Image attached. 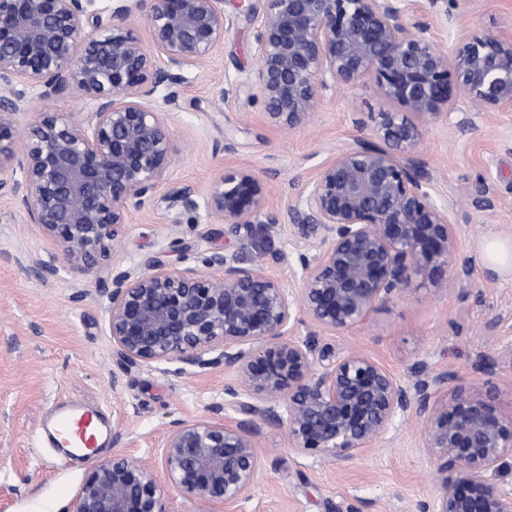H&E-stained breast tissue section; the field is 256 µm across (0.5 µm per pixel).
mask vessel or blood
<instances>
[{
    "label": "vessel or blood",
    "instance_id": "vessel-or-blood-1",
    "mask_svg": "<svg viewBox=\"0 0 512 512\" xmlns=\"http://www.w3.org/2000/svg\"><path fill=\"white\" fill-rule=\"evenodd\" d=\"M109 417L70 401L59 402L41 429L42 441L59 449L63 460L94 456L111 435Z\"/></svg>",
    "mask_w": 512,
    "mask_h": 512
}]
</instances>
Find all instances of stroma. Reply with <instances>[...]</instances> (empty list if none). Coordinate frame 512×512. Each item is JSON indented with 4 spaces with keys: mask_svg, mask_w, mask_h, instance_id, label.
I'll use <instances>...</instances> for the list:
<instances>
[{
    "mask_svg": "<svg viewBox=\"0 0 512 512\" xmlns=\"http://www.w3.org/2000/svg\"><path fill=\"white\" fill-rule=\"evenodd\" d=\"M458 30L466 35L512 32V0H461ZM256 23L240 18L210 58L189 70L173 128L176 152L169 183L209 189L222 172L249 168L266 187L265 208L279 214L295 204L320 164L357 138L374 140L384 112L401 104L381 97L372 80L318 100L306 125L287 129L269 122L264 103L246 78L259 65ZM429 120L415 117L423 137L413 158L425 170L435 199L453 203L458 274L446 287L417 279L402 301L378 305L351 330L321 334L341 352L363 353L396 377L418 362L448 370L454 383L512 414V272L480 257L491 238L512 240V111L470 112ZM227 150H216L217 142ZM226 244L244 264L261 263L275 278L290 273L278 254L286 239L261 226L232 233L199 212L173 220L144 206L130 218L119 248L97 271H63L39 280L16 257L41 255L52 243L7 198H0V512H67L95 458L60 464L55 449L37 436L57 400L99 406L128 433L129 451L149 468L168 512H194L173 490L159 457L170 422L208 415L231 377L223 367L165 376L127 369L112 349L98 291L112 285L113 269L139 268L161 254L194 265L207 243ZM121 387H113V377ZM417 414L399 422L391 439L367 447L351 465L296 455L282 429L263 424L255 434L264 467L251 512H424L438 487L433 463L420 446Z\"/></svg>",
    "mask_w": 512,
    "mask_h": 512,
    "instance_id": "35a3bbf8",
    "label": "stroma"
}]
</instances>
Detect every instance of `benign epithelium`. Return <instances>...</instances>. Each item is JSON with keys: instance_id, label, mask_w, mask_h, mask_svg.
<instances>
[{"instance_id": "1", "label": "benign epithelium", "mask_w": 512, "mask_h": 512, "mask_svg": "<svg viewBox=\"0 0 512 512\" xmlns=\"http://www.w3.org/2000/svg\"><path fill=\"white\" fill-rule=\"evenodd\" d=\"M257 12L258 68L247 82L270 122L304 125L329 92L371 78L404 112H383L378 139H357L320 166L282 216L265 211V185L251 169L220 174L205 193L158 194L175 154L172 127L189 69L224 43L236 16L224 0H0V197L54 243L31 260L39 279L90 272L122 242L145 205L179 216L204 211L234 232L259 224L284 236L278 261L296 285L245 265L222 246L201 265L157 256L112 272L99 292L112 348L128 369L182 376L222 366L234 374L212 415L169 425L160 457L167 480L196 512L244 509L264 460L257 422L285 431L300 456L354 460L387 439L410 412L435 465L431 512H512V417L426 363L397 378L359 352L318 347L296 334L307 321L336 334L378 305L401 299L420 277L435 287L455 272L448 201L435 200L411 157L422 130L409 115L438 118L477 107L512 109V34L456 32L457 0H264ZM146 11L152 46L124 32ZM435 17L453 38L437 41ZM163 54L158 60L153 49ZM71 90L84 112H38L23 133L32 96ZM162 98L168 109L155 106ZM245 416L226 425L215 416ZM92 465L67 512H167L152 472L123 451ZM459 470L452 479L448 471Z\"/></svg>"}]
</instances>
